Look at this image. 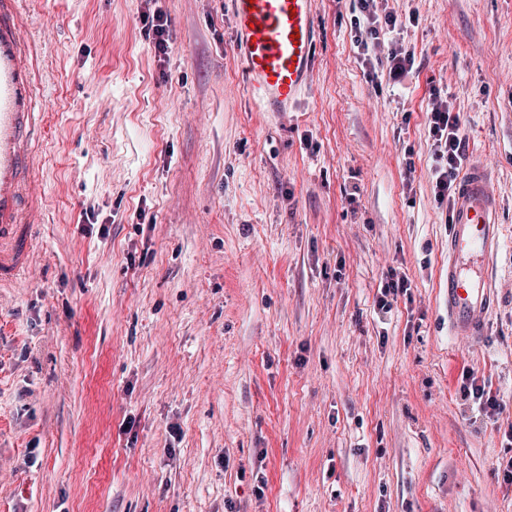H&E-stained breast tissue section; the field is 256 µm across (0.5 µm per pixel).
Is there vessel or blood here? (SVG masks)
Instances as JSON below:
<instances>
[{
	"label": "vessel or blood",
	"mask_w": 512,
	"mask_h": 512,
	"mask_svg": "<svg viewBox=\"0 0 512 512\" xmlns=\"http://www.w3.org/2000/svg\"><path fill=\"white\" fill-rule=\"evenodd\" d=\"M316 0H231L237 53L253 105L290 112L313 76ZM25 0H0V282L28 267L42 200L33 183L44 57L29 34ZM500 203L487 172L461 179L448 233V329L482 334L495 308L492 262Z\"/></svg>",
	"instance_id": "1"
}]
</instances>
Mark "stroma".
Returning <instances> with one entry per match:
<instances>
[{
    "label": "stroma",
    "mask_w": 512,
    "mask_h": 512,
    "mask_svg": "<svg viewBox=\"0 0 512 512\" xmlns=\"http://www.w3.org/2000/svg\"><path fill=\"white\" fill-rule=\"evenodd\" d=\"M351 7L316 0L301 104L261 112L229 0H27L43 216L0 285V512H512V0H387L398 88ZM437 89L500 199L475 338L448 332ZM388 62L389 79L394 83H400L413 67L414 53L403 47V45L392 41L388 53ZM396 277V278H395ZM408 280L405 277L397 278V275L392 274L385 284H383L380 296L377 299V307L380 311L388 313L391 310L390 296L397 297L398 294L407 292ZM465 379V382H464ZM470 381V382H469ZM463 392L466 397H471L478 404V407L482 409L484 412H488V409L491 411H496L500 407L499 400L497 397L492 396L490 392L485 390V387L479 386L475 384V379L470 377L469 374H463Z\"/></svg>",
    "instance_id": "obj_1"
}]
</instances>
